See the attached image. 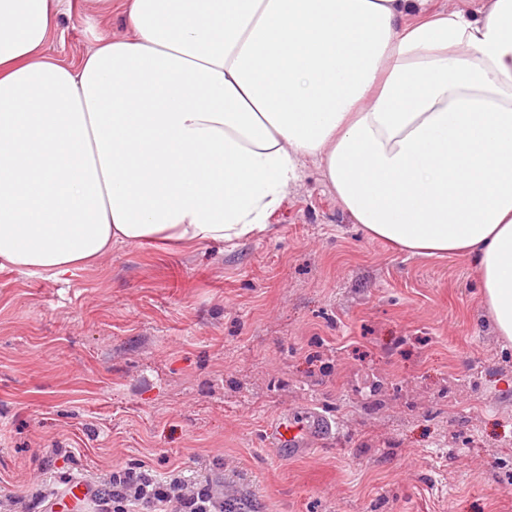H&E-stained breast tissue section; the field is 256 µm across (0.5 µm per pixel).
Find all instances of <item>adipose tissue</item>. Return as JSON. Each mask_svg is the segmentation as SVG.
Instances as JSON below:
<instances>
[{
	"mask_svg": "<svg viewBox=\"0 0 512 512\" xmlns=\"http://www.w3.org/2000/svg\"><path fill=\"white\" fill-rule=\"evenodd\" d=\"M60 5L0 0V269L253 237L312 158L371 239L473 260L512 345V0H119L67 64Z\"/></svg>",
	"mask_w": 512,
	"mask_h": 512,
	"instance_id": "obj_1",
	"label": "adipose tissue"
}]
</instances>
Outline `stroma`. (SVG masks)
I'll list each match as a JSON object with an SVG mask.
<instances>
[{
	"label": "stroma",
	"mask_w": 512,
	"mask_h": 512,
	"mask_svg": "<svg viewBox=\"0 0 512 512\" xmlns=\"http://www.w3.org/2000/svg\"><path fill=\"white\" fill-rule=\"evenodd\" d=\"M95 9L64 0L51 56L127 34ZM478 293L471 262L368 238L311 159L254 238L2 269L0 492L141 460L251 512H512V348ZM310 410L330 434L264 446Z\"/></svg>",
	"instance_id": "35a3bbf8"
}]
</instances>
